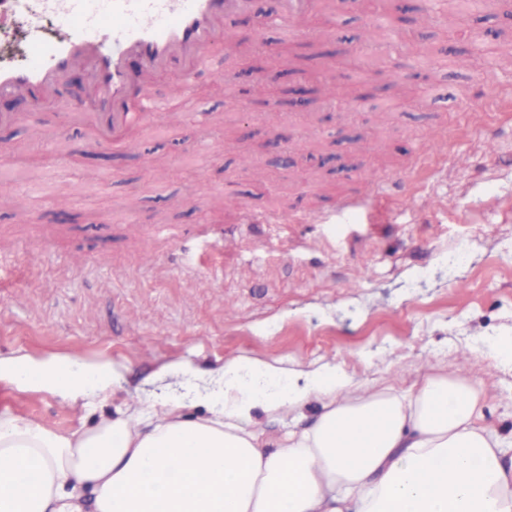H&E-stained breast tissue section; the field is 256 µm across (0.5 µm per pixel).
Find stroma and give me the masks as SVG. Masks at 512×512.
<instances>
[{"mask_svg": "<svg viewBox=\"0 0 512 512\" xmlns=\"http://www.w3.org/2000/svg\"><path fill=\"white\" fill-rule=\"evenodd\" d=\"M417 18L426 37L404 79L385 44L341 50L340 35L374 37L359 9L317 11L285 35L232 21L234 50L217 45L190 86L158 73L166 113L110 147L62 129L55 104L22 106L0 127V355L109 361L119 384L86 416L35 388H0V406L90 426L128 393L182 395L236 356L335 364L402 390L457 370L482 382V422L512 453V364L498 350L512 336V102L483 81L493 68L512 85V44L493 37L512 22L489 2ZM364 69L387 108L359 102L347 121L322 106V86L358 91ZM366 172L390 181L378 209L337 211ZM241 207L281 219L241 226L217 256L210 239ZM296 210L313 223L289 222ZM177 360L193 373L157 379Z\"/></svg>", "mask_w": 512, "mask_h": 512, "instance_id": "35a3bbf8", "label": "stroma"}]
</instances>
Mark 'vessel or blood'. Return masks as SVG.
Here are the masks:
<instances>
[{
  "label": "vessel or blood",
  "mask_w": 512,
  "mask_h": 512,
  "mask_svg": "<svg viewBox=\"0 0 512 512\" xmlns=\"http://www.w3.org/2000/svg\"><path fill=\"white\" fill-rule=\"evenodd\" d=\"M276 23L294 27L317 11L322 0H274ZM257 0H0V24H23L32 49L23 65L0 66V98L55 102L96 142L121 139L151 122L163 102L150 92L153 77L181 63L187 81L212 61L211 45L227 18L251 13ZM54 16L52 39L41 19ZM90 78L87 100L62 93L65 78L78 70ZM385 182H372L360 197L345 198L338 210L377 206Z\"/></svg>",
  "instance_id": "vessel-or-blood-1"
}]
</instances>
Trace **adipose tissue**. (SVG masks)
Masks as SVG:
<instances>
[{
  "label": "adipose tissue",
  "instance_id": "obj_1",
  "mask_svg": "<svg viewBox=\"0 0 512 512\" xmlns=\"http://www.w3.org/2000/svg\"><path fill=\"white\" fill-rule=\"evenodd\" d=\"M112 366L0 356L70 404L110 396ZM205 416L166 393L61 431L0 408V512H512V459L480 425L485 390L449 371L399 393L341 367L225 360ZM319 413L280 438L258 414Z\"/></svg>",
  "mask_w": 512,
  "mask_h": 512
}]
</instances>
